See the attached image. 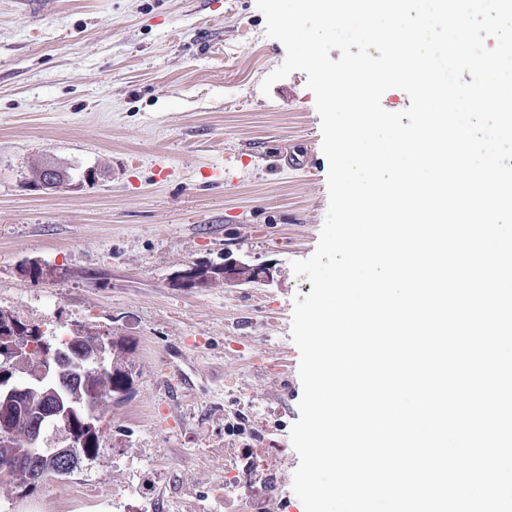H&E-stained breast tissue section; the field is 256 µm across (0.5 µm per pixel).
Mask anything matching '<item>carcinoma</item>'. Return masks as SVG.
I'll use <instances>...</instances> for the list:
<instances>
[{"mask_svg": "<svg viewBox=\"0 0 512 512\" xmlns=\"http://www.w3.org/2000/svg\"><path fill=\"white\" fill-rule=\"evenodd\" d=\"M10 325L18 329L22 337L36 343L29 355L30 373L43 364V357L60 351L57 356L55 378L59 394L64 403L78 409L79 417L92 423L81 444L73 447V454L61 459L59 448L28 447L21 423L15 422L0 410V463L10 464L9 469L0 468V482L25 483L24 471L29 462L36 461L46 467V473L62 476L74 471L83 461L93 460L101 448V433L98 423L100 410L114 395H126L131 388V372L121 359L122 348L117 342L111 349L100 350L96 337L71 335L68 350L61 345L43 340L39 328H29L12 314L0 310V326Z\"/></svg>", "mask_w": 512, "mask_h": 512, "instance_id": "obj_1", "label": "carcinoma"}]
</instances>
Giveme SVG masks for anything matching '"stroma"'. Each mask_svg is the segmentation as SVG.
<instances>
[{
    "instance_id": "stroma-1",
    "label": "stroma",
    "mask_w": 512,
    "mask_h": 512,
    "mask_svg": "<svg viewBox=\"0 0 512 512\" xmlns=\"http://www.w3.org/2000/svg\"><path fill=\"white\" fill-rule=\"evenodd\" d=\"M265 25L256 0H0V310L50 337L106 331L132 372L97 457L0 482V512H225L207 493L241 411L284 453L275 512H304L291 327L312 285L292 264L318 245L328 163L306 73L261 91L286 58ZM47 159L69 185L33 186ZM228 257L273 281L177 286Z\"/></svg>"
}]
</instances>
